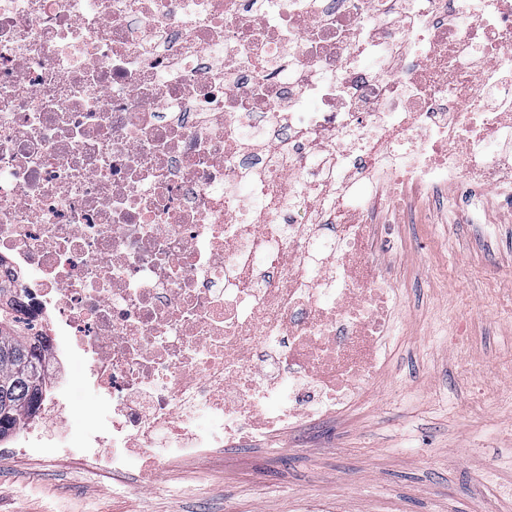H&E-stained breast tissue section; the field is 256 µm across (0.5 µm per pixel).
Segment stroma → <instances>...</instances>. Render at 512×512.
Here are the masks:
<instances>
[{
	"label": "stroma",
	"mask_w": 512,
	"mask_h": 512,
	"mask_svg": "<svg viewBox=\"0 0 512 512\" xmlns=\"http://www.w3.org/2000/svg\"><path fill=\"white\" fill-rule=\"evenodd\" d=\"M447 207L407 223L389 193L382 244L399 292L389 358L366 400L337 419L257 440L237 434L223 454L162 464L131 452L113 474L21 436L0 442V512H512V204L474 206L457 186ZM86 364L65 377L79 396L74 432L99 399Z\"/></svg>",
	"instance_id": "35a3bbf8"
}]
</instances>
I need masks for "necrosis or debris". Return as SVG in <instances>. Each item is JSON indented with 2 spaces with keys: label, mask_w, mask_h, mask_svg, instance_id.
<instances>
[{
  "label": "necrosis or debris",
  "mask_w": 512,
  "mask_h": 512,
  "mask_svg": "<svg viewBox=\"0 0 512 512\" xmlns=\"http://www.w3.org/2000/svg\"><path fill=\"white\" fill-rule=\"evenodd\" d=\"M459 182L512 201V0H0V266L113 471L350 410L387 186ZM86 370V363L81 357L69 359L66 364L65 374L59 373L67 379L70 387H73L81 402V407H72L68 410V423L75 433L91 429L93 423L88 420L87 413L92 411L99 400L97 391L91 388L83 387V377Z\"/></svg>",
  "instance_id": "4bbe7bcc"
}]
</instances>
